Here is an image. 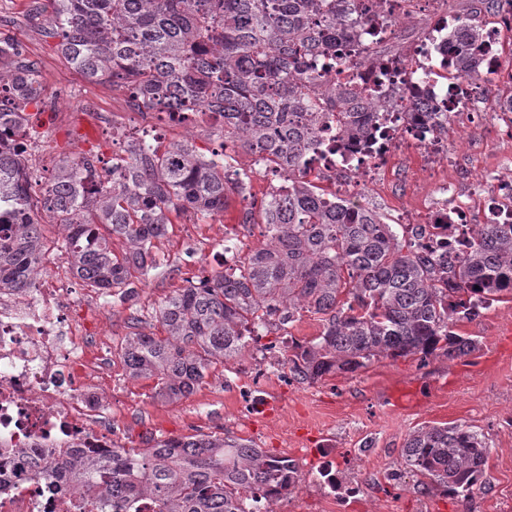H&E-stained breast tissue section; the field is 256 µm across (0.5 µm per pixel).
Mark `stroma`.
<instances>
[{"label": "stroma", "instance_id": "obj_1", "mask_svg": "<svg viewBox=\"0 0 512 512\" xmlns=\"http://www.w3.org/2000/svg\"><path fill=\"white\" fill-rule=\"evenodd\" d=\"M50 0H0V32L31 47L11 57L9 67L35 64L45 103L28 108L29 121L43 130L42 163L54 169L65 156L112 157V135L79 133L83 112H119L129 137L162 144L190 141L200 153L220 151L222 137L195 119L183 127L132 113L127 90L108 80L91 81L61 54L43 20ZM512 96V85L487 82L477 92L478 116L449 113L441 137L448 143V164L437 165L413 146H402L385 163L361 196L363 205L390 224L420 220L442 183L459 194L480 197L470 221H487L488 206L501 187L512 182V140L505 125L487 118L499 100ZM233 168L251 173L246 197L234 198L223 212L191 210L172 214L166 235L156 241L157 265L131 299L111 297V408L115 445L145 449L147 438L180 439L221 434L268 454L295 460L300 481L279 502L281 512H512V301L494 304L474 321L456 326L477 339L471 354L450 360L413 357L373 361L355 373L329 375L315 383L287 382L280 365L265 357L264 347L293 338L305 341L322 328L319 316L301 313L293 323L271 329L242 355L213 364L203 383L187 398L170 401L156 392L152 379H135L115 353L131 332L162 334L156 318L175 290L198 284L201 274L215 275L238 254L265 242L259 208L275 182L251 155L238 152ZM138 323H131V315ZM466 424L489 447L484 483L458 502L436 489H424L407 473L401 449L413 431L426 425ZM337 461L343 479L365 486L366 493L333 502L312 478L319 465Z\"/></svg>", "mask_w": 512, "mask_h": 512}]
</instances>
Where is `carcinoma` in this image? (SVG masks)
I'll use <instances>...</instances> for the list:
<instances>
[{"mask_svg": "<svg viewBox=\"0 0 512 512\" xmlns=\"http://www.w3.org/2000/svg\"><path fill=\"white\" fill-rule=\"evenodd\" d=\"M46 18L59 50L92 81L124 86L139 112L224 114V135L288 186L269 194L260 216L266 244L237 257L205 285L177 289L157 311L166 337L135 332L120 344L129 375L154 378L169 400L191 395L209 367L243 352L269 328L303 311L321 316L310 341H288V372L299 383L354 373L380 358L432 354L450 360L477 340L454 331L493 304L512 299V221L472 224L466 248L448 255L419 244L422 231L307 178L305 159L326 146L368 145L385 136L382 100L329 81L369 17L359 0H51ZM484 37L476 15L456 17L448 53L456 76L477 74L472 46ZM9 87L0 124L29 134L26 109L39 105L37 67L0 71ZM438 130L441 112L413 100ZM59 161L33 200L28 164L0 150V289L28 288L46 259L39 213L65 226L73 275L124 298L155 268L153 241L176 209L224 211L250 188L247 171H229L188 142L165 147L143 138L112 154ZM126 242L120 254L112 239ZM489 448L465 424L422 427L402 448L415 475L466 499L482 484ZM92 482L83 512H248L264 488L295 486L298 468L221 435L163 440L142 451H92L58 466Z\"/></svg>", "mask_w": 512, "mask_h": 512, "instance_id": "1", "label": "carcinoma"}]
</instances>
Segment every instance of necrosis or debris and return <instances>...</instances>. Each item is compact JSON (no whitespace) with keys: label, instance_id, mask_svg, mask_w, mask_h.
Returning <instances> with one entry per match:
<instances>
[{"label":"necrosis or debris","instance_id":"4bbe7bcc","mask_svg":"<svg viewBox=\"0 0 512 512\" xmlns=\"http://www.w3.org/2000/svg\"><path fill=\"white\" fill-rule=\"evenodd\" d=\"M400 2L387 0L381 6L364 0L369 21L358 32L361 45L394 36L389 14ZM447 26V13L434 9L426 15L424 39L403 54L363 64L357 50L348 51L330 79L375 90L386 99L382 116L390 136L369 153L352 146L316 154L310 162L314 171L339 176L357 194L376 176L396 141L410 142L432 158L447 155L438 134L423 131V114H407L399 98L405 90L443 111L465 108L469 83L449 81L448 53L440 48ZM434 57L439 67L419 78ZM467 214V202L457 198L429 208L422 246L433 250L446 242L447 225L466 223ZM86 300L76 281L41 269L30 287L0 290V512H76L87 489L56 477L55 465L79 450L112 453V416L98 388L112 370L100 353L111 325L105 321L97 332H87L75 313Z\"/></svg>","mask_w":512,"mask_h":512}]
</instances>
